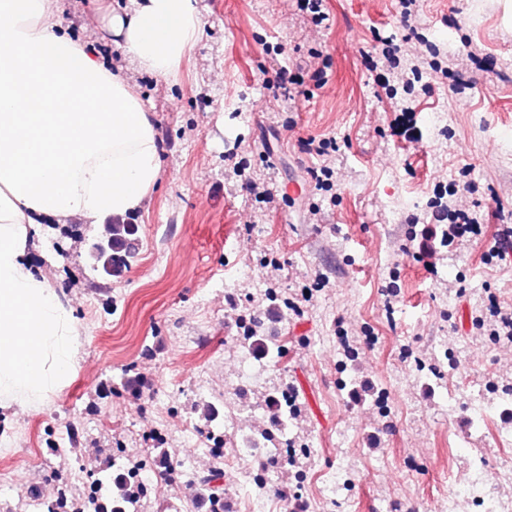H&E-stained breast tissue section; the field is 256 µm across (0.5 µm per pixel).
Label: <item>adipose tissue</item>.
I'll list each match as a JSON object with an SVG mask.
<instances>
[{"label": "adipose tissue", "instance_id": "ef3b65f1", "mask_svg": "<svg viewBox=\"0 0 512 512\" xmlns=\"http://www.w3.org/2000/svg\"><path fill=\"white\" fill-rule=\"evenodd\" d=\"M201 27L193 0H132L112 20L140 68L163 81ZM160 171L143 103L64 33L55 0H0V401H42L75 366L74 319L28 266L34 224L125 215Z\"/></svg>", "mask_w": 512, "mask_h": 512}]
</instances>
